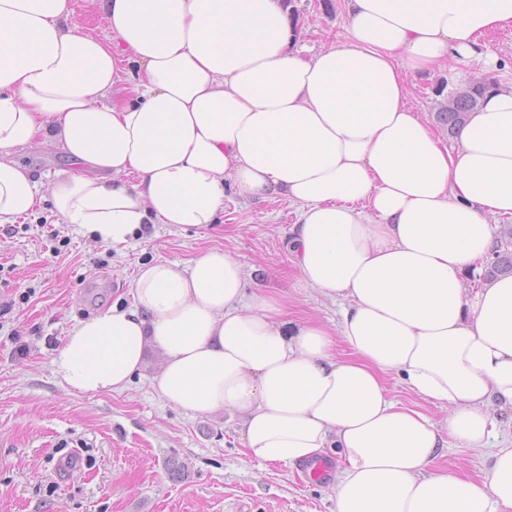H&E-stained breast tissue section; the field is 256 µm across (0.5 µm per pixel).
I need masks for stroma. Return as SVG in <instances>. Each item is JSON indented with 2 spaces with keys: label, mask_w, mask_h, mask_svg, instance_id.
<instances>
[{
  "label": "stroma",
  "mask_w": 512,
  "mask_h": 512,
  "mask_svg": "<svg viewBox=\"0 0 512 512\" xmlns=\"http://www.w3.org/2000/svg\"><path fill=\"white\" fill-rule=\"evenodd\" d=\"M302 45L346 40L340 0H292ZM497 66L474 59L473 75L512 85V28L484 38ZM297 208L226 191L218 223L152 225L113 248L59 224L51 203L0 224V512H331L332 477L317 480L245 454L237 417L191 416L168 406L148 378L124 393L64 390L50 361L70 327L130 306L129 282L156 258L185 263L213 248L240 260L279 293L295 318L336 320V307L304 288L286 248ZM59 224L56 240L39 226ZM188 462L174 478L168 463Z\"/></svg>",
  "instance_id": "obj_1"
}]
</instances>
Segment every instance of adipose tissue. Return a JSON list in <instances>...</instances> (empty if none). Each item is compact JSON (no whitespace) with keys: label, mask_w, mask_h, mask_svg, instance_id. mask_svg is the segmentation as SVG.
Here are the masks:
<instances>
[{"label":"adipose tissue","mask_w":512,"mask_h":512,"mask_svg":"<svg viewBox=\"0 0 512 512\" xmlns=\"http://www.w3.org/2000/svg\"><path fill=\"white\" fill-rule=\"evenodd\" d=\"M0 0V224L50 200L62 223L119 246L149 224L215 223L224 190L297 204L288 251L338 303L289 318L213 248L144 263L131 306L77 321L51 360L62 387L150 384L187 414L239 419L249 456L293 466L336 449L331 512H512V275L470 289L512 219V85L488 89L447 147L408 101L409 76L488 58L512 0H344L348 41L304 56L283 0ZM137 80L113 98L123 68ZM59 147L45 179L13 157ZM397 373L440 407L395 401ZM482 479L436 469L449 447ZM88 0H73V8L75 9L74 22L85 27L86 29L92 30L94 33H107L108 24L107 21L98 13H96L92 7L89 6Z\"/></svg>","instance_id":"ef3b65f1"}]
</instances>
